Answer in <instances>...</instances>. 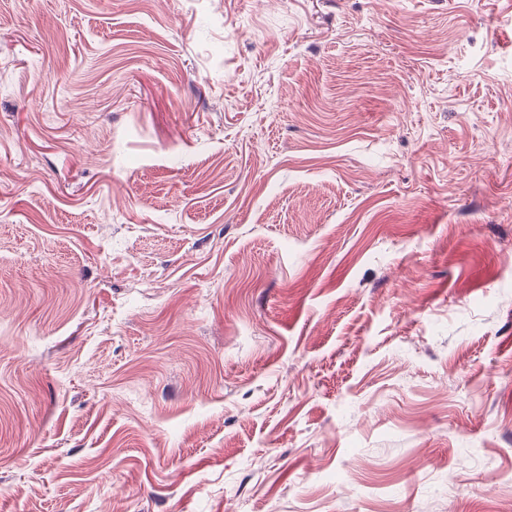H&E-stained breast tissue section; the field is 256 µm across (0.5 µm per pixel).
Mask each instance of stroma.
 <instances>
[{
    "instance_id": "1",
    "label": "stroma",
    "mask_w": 512,
    "mask_h": 512,
    "mask_svg": "<svg viewBox=\"0 0 512 512\" xmlns=\"http://www.w3.org/2000/svg\"><path fill=\"white\" fill-rule=\"evenodd\" d=\"M0 512H512V0H0Z\"/></svg>"
}]
</instances>
